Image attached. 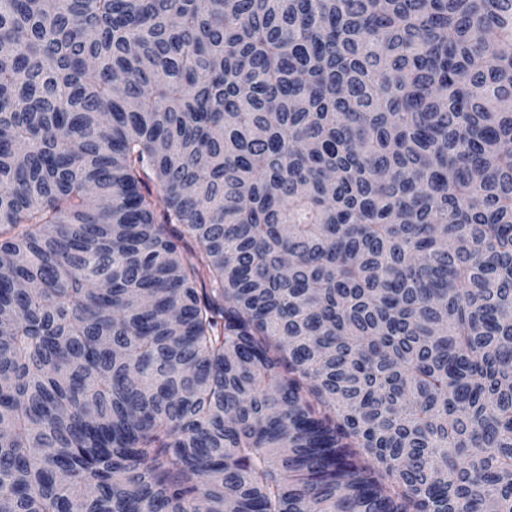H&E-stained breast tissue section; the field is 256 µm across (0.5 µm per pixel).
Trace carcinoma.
Listing matches in <instances>:
<instances>
[{
    "instance_id": "1",
    "label": "carcinoma",
    "mask_w": 512,
    "mask_h": 512,
    "mask_svg": "<svg viewBox=\"0 0 512 512\" xmlns=\"http://www.w3.org/2000/svg\"><path fill=\"white\" fill-rule=\"evenodd\" d=\"M0 255V512H512V0H0Z\"/></svg>"
}]
</instances>
